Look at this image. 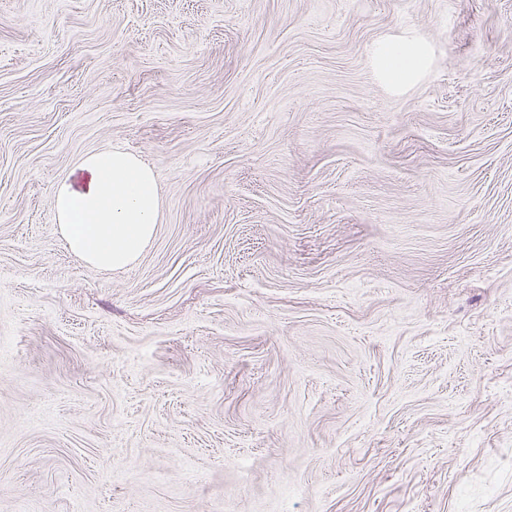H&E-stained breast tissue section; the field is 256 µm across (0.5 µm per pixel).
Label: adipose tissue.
I'll return each mask as SVG.
<instances>
[{
  "label": "adipose tissue",
  "mask_w": 512,
  "mask_h": 512,
  "mask_svg": "<svg viewBox=\"0 0 512 512\" xmlns=\"http://www.w3.org/2000/svg\"><path fill=\"white\" fill-rule=\"evenodd\" d=\"M376 63L396 87L428 67V52L412 40L381 42ZM59 230L69 249L97 268H121L140 256L156 234L160 199L153 170L134 154H88L78 172L54 191Z\"/></svg>",
  "instance_id": "1"
}]
</instances>
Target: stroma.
<instances>
[{
	"label": "stroma",
	"instance_id": "1",
	"mask_svg": "<svg viewBox=\"0 0 512 512\" xmlns=\"http://www.w3.org/2000/svg\"><path fill=\"white\" fill-rule=\"evenodd\" d=\"M0 512H512V0H0ZM415 42L383 41L378 45L376 63L389 84L396 87L409 84L428 68L427 49ZM78 174L54 191L59 230L69 249L97 268H121L156 234L160 199L153 170L132 153L88 154Z\"/></svg>",
	"mask_w": 512,
	"mask_h": 512
}]
</instances>
